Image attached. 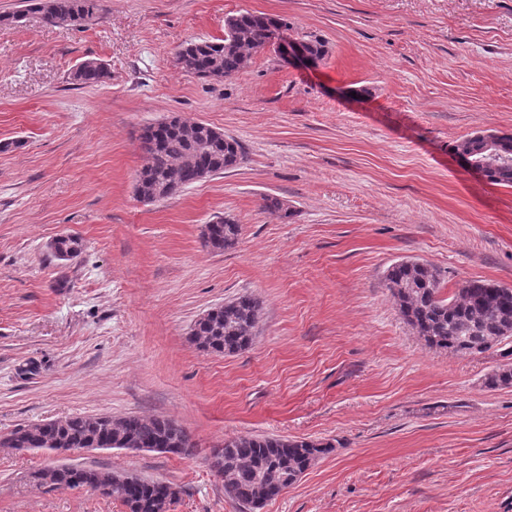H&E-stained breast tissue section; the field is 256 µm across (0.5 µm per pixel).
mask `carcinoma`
I'll return each mask as SVG.
<instances>
[{
  "label": "carcinoma",
  "instance_id": "carcinoma-1",
  "mask_svg": "<svg viewBox=\"0 0 512 512\" xmlns=\"http://www.w3.org/2000/svg\"><path fill=\"white\" fill-rule=\"evenodd\" d=\"M27 8L0 15V26L9 27L34 12L51 25L81 26L100 10V0H25ZM286 25L282 19L264 14L241 13L224 23V38L187 43L177 51L176 66L200 79L230 77L249 64L251 58L271 44L274 30ZM112 72L96 59H85L71 72V80L84 87L100 86ZM141 146L148 163L140 171L136 191L151 202L166 188L180 190L209 176L224 173L242 159L241 144L232 137L219 138L203 122L183 120L175 127L150 124L142 128ZM499 149L491 155L482 151L483 139L473 135L453 146L465 161L484 162L486 179L512 186V134L498 136ZM239 225L229 218L207 224L204 246L214 252L238 244ZM55 254L79 255V242L72 236L56 239ZM386 288L395 299L404 320L426 345L454 354L479 355L512 339V287L485 280H469L451 296L442 295L439 273L415 260L393 264L385 275ZM259 303L243 294L214 308L194 326L192 341L218 354H235L248 349L255 338ZM512 385V367L498 366L485 377L493 390ZM8 441L18 450L38 448H142L152 452L190 455L195 444L175 421L164 417L127 415L118 419L75 415L14 429ZM329 444L288 438L238 436L224 441L220 474L225 494L249 512L282 493L284 482H295L325 453ZM34 478L50 489L88 488L120 501L127 512H166L176 492L162 480L102 469L95 465L58 464L38 470Z\"/></svg>",
  "mask_w": 512,
  "mask_h": 512
}]
</instances>
